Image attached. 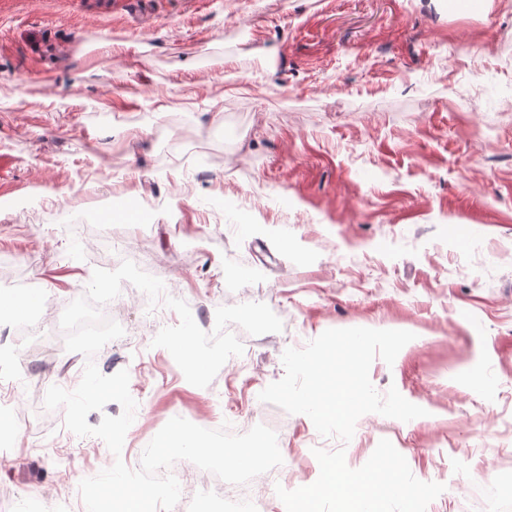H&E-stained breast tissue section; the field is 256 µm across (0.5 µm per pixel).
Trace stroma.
<instances>
[{
    "instance_id": "35a3bbf8",
    "label": "stroma",
    "mask_w": 512,
    "mask_h": 512,
    "mask_svg": "<svg viewBox=\"0 0 512 512\" xmlns=\"http://www.w3.org/2000/svg\"><path fill=\"white\" fill-rule=\"evenodd\" d=\"M0 290L60 318L124 239L212 332L262 302L283 329L229 330L244 352L207 387L153 346L176 312L133 290L94 357L137 403L120 455L60 435L50 386L85 356L26 341L0 314V379L34 417L0 463V499L79 485L140 454L173 417L241 430L275 417L288 512H512V0H0ZM25 200L42 221L3 214ZM415 338L369 376L425 409L361 416L349 442L260 401L283 352L328 329ZM365 470L322 490L319 465ZM185 495L236 512L232 484L181 460ZM496 485L495 497L484 490Z\"/></svg>"
}]
</instances>
